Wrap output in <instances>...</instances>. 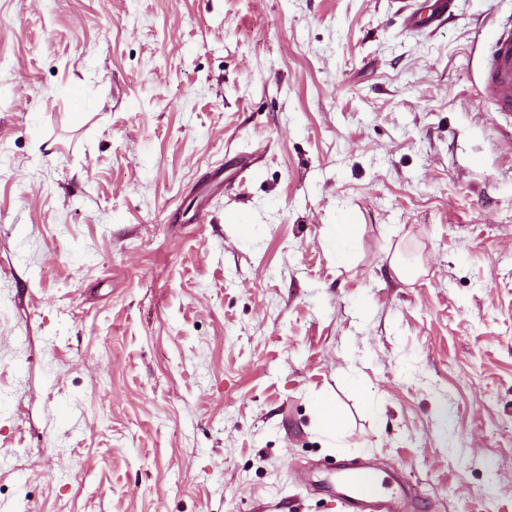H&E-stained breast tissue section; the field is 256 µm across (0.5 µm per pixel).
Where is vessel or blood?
Wrapping results in <instances>:
<instances>
[{
	"label": "vessel or blood",
	"mask_w": 512,
	"mask_h": 512,
	"mask_svg": "<svg viewBox=\"0 0 512 512\" xmlns=\"http://www.w3.org/2000/svg\"><path fill=\"white\" fill-rule=\"evenodd\" d=\"M482 96L497 111L512 112V26L496 29L481 72ZM348 491L340 499L343 512H395L394 501L384 491L378 474L367 467L348 469Z\"/></svg>",
	"instance_id": "vessel-or-blood-1"
}]
</instances>
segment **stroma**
Returning <instances> with one entry per match:
<instances>
[{
    "instance_id": "obj_1",
    "label": "stroma",
    "mask_w": 512,
    "mask_h": 512,
    "mask_svg": "<svg viewBox=\"0 0 512 512\" xmlns=\"http://www.w3.org/2000/svg\"><path fill=\"white\" fill-rule=\"evenodd\" d=\"M447 2L0 0V512H512V0ZM482 97L497 112H512V26L496 29L481 72ZM356 233L354 224H338L336 232L328 238V245L336 257L339 264H344L348 260L349 247ZM315 415L319 426L328 433L335 431L340 422V414L335 402L317 401L315 403ZM348 492L340 498L343 512H395L392 496L386 494L378 474L368 467L348 469Z\"/></svg>"
}]
</instances>
